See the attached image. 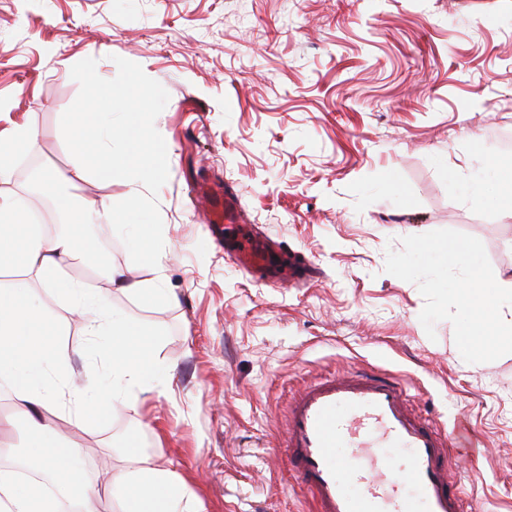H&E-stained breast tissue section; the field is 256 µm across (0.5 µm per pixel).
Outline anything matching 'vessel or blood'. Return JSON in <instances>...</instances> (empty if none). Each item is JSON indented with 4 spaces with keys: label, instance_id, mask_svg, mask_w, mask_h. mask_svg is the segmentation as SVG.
I'll use <instances>...</instances> for the list:
<instances>
[{
    "label": "vessel or blood",
    "instance_id": "1",
    "mask_svg": "<svg viewBox=\"0 0 512 512\" xmlns=\"http://www.w3.org/2000/svg\"><path fill=\"white\" fill-rule=\"evenodd\" d=\"M194 193L210 223L223 225L238 266L261 280L283 266L279 282L288 286L309 278L312 267L296 252L259 237L233 189L200 183ZM284 435L311 512H467L449 473L460 428L441 431L422 421L399 379L355 371L308 383L288 403ZM387 448L404 454L403 467L386 462Z\"/></svg>",
    "mask_w": 512,
    "mask_h": 512
}]
</instances>
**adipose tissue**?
Wrapping results in <instances>:
<instances>
[{"label": "adipose tissue", "instance_id": "ef3b65f1", "mask_svg": "<svg viewBox=\"0 0 512 512\" xmlns=\"http://www.w3.org/2000/svg\"><path fill=\"white\" fill-rule=\"evenodd\" d=\"M69 230L45 231L27 225L20 250H0V275H7L0 287V388L10 391L19 410L32 415V433L49 432L50 426L35 419L40 408L63 397L61 388L50 382L49 371L66 370L72 355L85 353L82 345L74 348H47L34 351L35 324L40 312L27 297L26 279L34 275L45 287H63L71 303L81 307L88 340L111 337L107 363L114 380L137 386L146 372L145 356L139 344L132 342L128 332L115 330L109 307L111 293L138 295L146 282L133 280L119 267H112L105 276L106 288H88L80 284H61L57 274L69 262L87 257L94 244L80 234L82 226L112 222V204L108 201H84L67 208ZM97 363H90L83 377L82 398L94 399L99 406L112 403L111 391L102 387L105 376ZM41 470L51 474L62 488L78 487L80 480L73 468L72 450L63 440H55L51 449L37 453ZM113 487L125 491L122 512H198L195 500L176 491L169 470L160 464L141 461L133 468H121L111 477ZM42 495L22 489L15 473L0 467V512H47Z\"/></svg>", "mask_w": 512, "mask_h": 512}]
</instances>
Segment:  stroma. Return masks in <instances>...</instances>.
<instances>
[{
  "label": "stroma",
  "instance_id": "1",
  "mask_svg": "<svg viewBox=\"0 0 512 512\" xmlns=\"http://www.w3.org/2000/svg\"><path fill=\"white\" fill-rule=\"evenodd\" d=\"M119 57L169 94L155 121L169 179L164 294L110 300L152 372L133 392L113 384L106 415L50 411L100 512H117L106 479L131 451L199 512H308L288 401L357 369L400 378L434 427L466 422L454 478L476 512H512V298L466 292L512 274V0H0V130L34 133L0 202H40L31 157L75 201L132 195L124 179H73L57 135L72 66L92 58L111 79ZM201 175L318 277L282 288L239 269L194 199ZM30 297L41 346L82 340L66 296ZM37 445L1 390L0 448Z\"/></svg>",
  "mask_w": 512,
  "mask_h": 512
}]
</instances>
